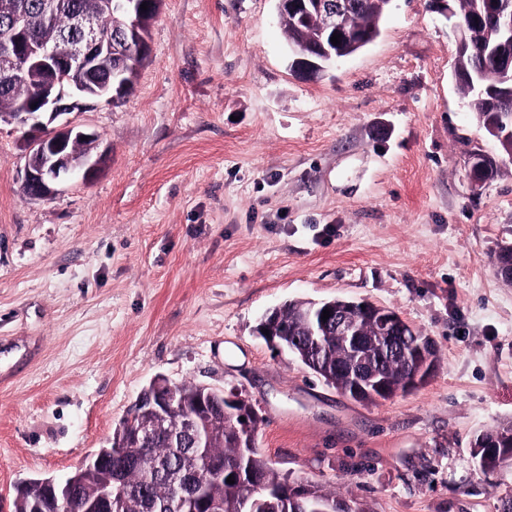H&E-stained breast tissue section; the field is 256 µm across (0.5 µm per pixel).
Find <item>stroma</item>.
Returning a JSON list of instances; mask_svg holds the SVG:
<instances>
[{"mask_svg": "<svg viewBox=\"0 0 512 512\" xmlns=\"http://www.w3.org/2000/svg\"><path fill=\"white\" fill-rule=\"evenodd\" d=\"M124 96L78 120L92 180L34 201L0 122V512L34 476L106 446L159 375L245 389L259 448L294 481L369 512H499L512 467L477 434L512 420V157L454 77V22L389 0L379 36L297 70L275 0H162ZM498 154L473 186L469 153ZM396 310L438 368L387 400L344 397L257 334L287 301Z\"/></svg>", "mask_w": 512, "mask_h": 512, "instance_id": "stroma-1", "label": "stroma"}]
</instances>
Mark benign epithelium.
I'll list each match as a JSON object with an SVG mask.
<instances>
[{
    "label": "benign epithelium",
    "mask_w": 512,
    "mask_h": 512,
    "mask_svg": "<svg viewBox=\"0 0 512 512\" xmlns=\"http://www.w3.org/2000/svg\"><path fill=\"white\" fill-rule=\"evenodd\" d=\"M304 0H277L278 11L285 14L296 12L301 17L315 15L320 20V39H329L340 34L347 17L358 7L353 0H310L311 9L302 7ZM0 15L7 18L8 28L0 38V71L10 79H20L29 70H37L49 77L51 84L64 80L72 72L82 73L87 79H99L102 91L94 100L113 99L110 78L122 73L126 48L138 41L137 29L127 26L107 37L100 34L95 22V13L80 11L72 15V28L80 33L76 40L62 45L38 40L30 31V20L15 0H0ZM497 64L506 74H512V39L499 44ZM86 87L81 83L71 85L68 93L55 96L50 90L43 91L35 100L24 103L16 112L0 115V121L8 120L23 131L22 141L26 151V164L22 179V190L32 200H48L58 192V186L66 179L90 180L103 161V154L79 157L73 151L77 143L94 141L99 144L97 133L88 130L74 119L58 122L60 116L71 113L73 104L64 103V98H84ZM475 186L484 182V173L490 167L487 154L477 160H469ZM373 307L375 336L368 341L360 336L355 318L347 313H336L326 322L321 320L327 305L312 300L309 302L310 321L314 327L309 338L319 344L329 328H334L340 337L347 355L341 369L348 387L343 395L348 398L363 395L379 396L385 391V382L378 371V364L388 356H397L406 363L420 364L436 350L435 341L426 336L412 339L405 333L410 324L395 310L363 300L350 303L355 312L368 311ZM155 395L144 410L148 418L146 426L137 427L136 435L145 440L154 434L168 436L171 446L177 449L191 442L192 447L201 448L206 436L197 426L194 415L185 414L179 424H172V412L181 404L179 384L164 376L153 379ZM249 396L234 387L224 392V418L231 421L239 435V455L234 474L248 485L249 495L236 505V512H259L262 496L268 486L263 484L261 468L253 466L256 459V432L253 416L244 403ZM488 445L496 448L501 456L512 461V433L504 434L494 428L480 434ZM145 449L136 442L116 449L115 457L122 465L134 463ZM202 473L192 482L186 474L173 465L164 463L160 470L165 477L169 494L163 503L165 512H224V499L212 492V483L224 479V468L218 465L201 466ZM121 468H115L111 482L98 488L83 507L84 512H104L112 509V502L122 498L125 490L120 478ZM314 512H354L350 501L320 500Z\"/></svg>",
    "instance_id": "benign-epithelium-1"
}]
</instances>
